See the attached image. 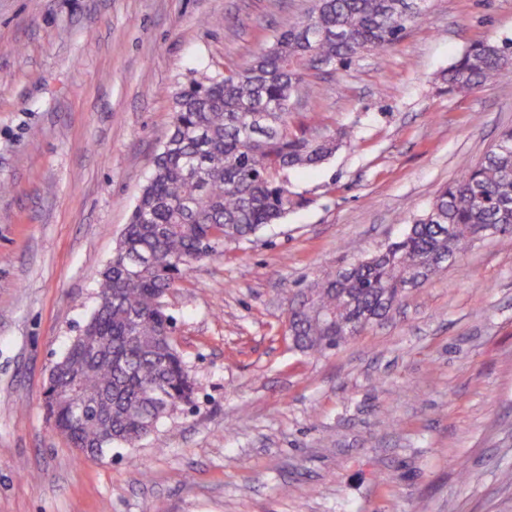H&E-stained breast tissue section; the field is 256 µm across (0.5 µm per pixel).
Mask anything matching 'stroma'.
I'll list each match as a JSON object with an SVG mask.
<instances>
[{"label":"stroma","instance_id":"obj_1","mask_svg":"<svg viewBox=\"0 0 512 512\" xmlns=\"http://www.w3.org/2000/svg\"><path fill=\"white\" fill-rule=\"evenodd\" d=\"M308 5L0 0V512H512V233L335 351L288 340L291 302L400 238L512 127V72L441 80L470 42L512 40V0H428L389 49L309 72L294 127L352 137L289 172L279 223L167 292L192 405L92 460L48 419L49 372L96 307L175 92Z\"/></svg>","mask_w":512,"mask_h":512}]
</instances>
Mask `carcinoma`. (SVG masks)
Wrapping results in <instances>:
<instances>
[{
    "mask_svg": "<svg viewBox=\"0 0 512 512\" xmlns=\"http://www.w3.org/2000/svg\"><path fill=\"white\" fill-rule=\"evenodd\" d=\"M426 0H313L272 42L224 74L193 76L174 97L172 126L130 223L98 279L94 323L62 355L61 386L46 402L55 429L87 459L133 445L170 410L191 402L194 382L170 334L164 297L191 266L249 240L293 206L288 170L326 160L351 137L317 139L289 120L307 94V70L340 69L396 43ZM512 68V41L475 42L448 68V90L496 80ZM512 230V128L435 197L403 238L350 277L332 273L290 320L295 349L322 356L345 343V322H375L401 299L409 276L430 280L471 249L476 235ZM328 311L336 320H321Z\"/></svg>",
    "mask_w": 512,
    "mask_h": 512,
    "instance_id": "obj_1",
    "label": "carcinoma"
}]
</instances>
